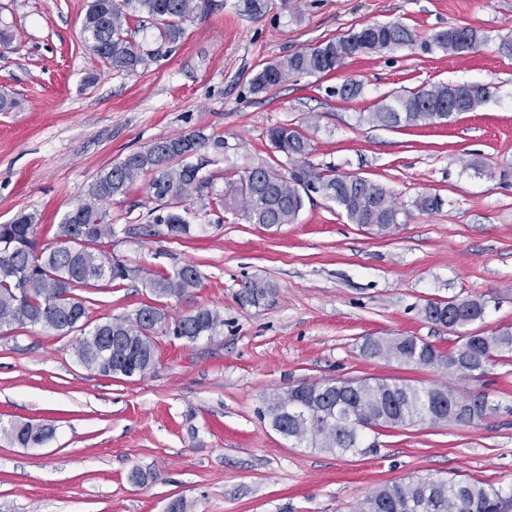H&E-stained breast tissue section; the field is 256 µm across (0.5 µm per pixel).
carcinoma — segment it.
I'll use <instances>...</instances> for the list:
<instances>
[{"mask_svg":"<svg viewBox=\"0 0 512 512\" xmlns=\"http://www.w3.org/2000/svg\"><path fill=\"white\" fill-rule=\"evenodd\" d=\"M269 0H242L240 10L252 17L263 16ZM218 7L217 0H88L81 39L86 49L117 72L134 73L156 53L145 51L128 38L130 19L141 12L156 21L162 40L178 45L184 24L205 17ZM413 29L400 22L365 25L338 39H328L282 60L264 66L250 79L252 91L268 92L291 74L317 76L336 70L347 58L412 47ZM484 42L480 30L451 27L434 33L421 43L426 52L440 50L463 54ZM492 97L491 87L479 83L425 85L406 94L382 97L365 120L385 127H421L448 122L455 114L471 112ZM273 151L299 162L290 175L271 164H260L228 179V190L219 199L226 210L238 211L251 224L266 229L293 224L313 193L336 203L353 224L388 233L398 223L400 208L383 186L365 178L326 174L307 161L312 152L309 138L288 124L268 130ZM224 148V140L190 132L153 143L144 151L128 154L102 169L80 200L53 229L55 247L43 242L41 225L32 214L20 212L8 224H0V330L39 326L56 336L79 333L73 348L83 367L106 377L127 376L120 359L137 363L144 376L156 361L158 335H173L189 342L220 335L224 317L220 311L198 307L173 321L161 307L162 300H181L200 285L197 268L187 264L174 272L161 271L148 280L153 302L130 313L108 317L94 327L87 322L85 297L81 292L110 289L128 279V267L104 247L112 244L114 224L102 204L121 196L144 173L152 174L150 195L162 202L154 217L166 226L174 240L194 238L187 198H207L213 177L200 174L197 164L186 159L202 149ZM413 206L422 212L438 211V195H421ZM82 240L70 249L74 238ZM274 293L269 284L254 280L239 293L243 305L258 307ZM499 303L491 294L483 298L450 297L429 300L422 308L425 319L458 333L448 354L416 336H367L359 346L361 356L405 365L460 372L479 378L489 364L512 361V327L490 334L471 326L480 322L488 303ZM498 410L489 394H460L446 385L419 386L393 378L327 380L299 385L275 393L266 400L264 416L272 428L311 448L341 453L363 447V432L351 426L347 415L368 412L371 431L393 429L415 422H454L470 425ZM12 442L40 445L51 440L55 428L49 424L14 425L5 430ZM358 512H512V489L505 491L479 481L427 480L384 484L359 504Z\"/></svg>","mask_w":512,"mask_h":512,"instance_id":"cac0c4a2","label":"carcinoma"}]
</instances>
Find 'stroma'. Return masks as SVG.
<instances>
[{
	"mask_svg": "<svg viewBox=\"0 0 512 512\" xmlns=\"http://www.w3.org/2000/svg\"><path fill=\"white\" fill-rule=\"evenodd\" d=\"M88 0H0V224L24 211L56 224L84 199L98 172L181 133L223 139L202 150L212 197L192 199L201 230L187 242L154 223L159 206L141 176L105 209L112 254L136 269L122 286L93 293L88 320L148 302L147 278L197 267L192 295L168 299L178 318L217 309L224 330L189 343L158 336L154 368L117 379L77 363L74 336L39 327L0 332V430L50 424L53 439L23 447L0 433V512H165L184 498L190 512H355L387 482L469 479L512 487V362L474 379L360 355L367 336L412 335L447 352L455 332L421 314L426 301L495 292L477 328L512 326V0H300L253 18L239 0L186 22L175 49L150 22L131 23L136 43L156 51L137 72L103 66L80 39ZM399 21L420 41L471 26L486 39L461 55L419 46L361 54L334 72L292 76L255 94L266 64L367 24ZM94 83H87V76ZM362 86L355 98L335 90ZM440 82H478L494 97L448 123L384 127L361 121L391 92ZM289 124L310 139L311 165L387 188L401 209L390 233L350 223L313 195L297 223L268 230L214 209L226 176L268 161L266 132ZM440 195L423 213L414 200ZM261 279L275 289L264 305L237 295ZM355 377H392L463 393L487 391L499 410L480 422H419L380 432L376 450L341 454L278 434L262 411L290 386ZM143 483L130 481L133 471Z\"/></svg>",
	"mask_w": 512,
	"mask_h": 512,
	"instance_id": "1",
	"label": "stroma"
}]
</instances>
